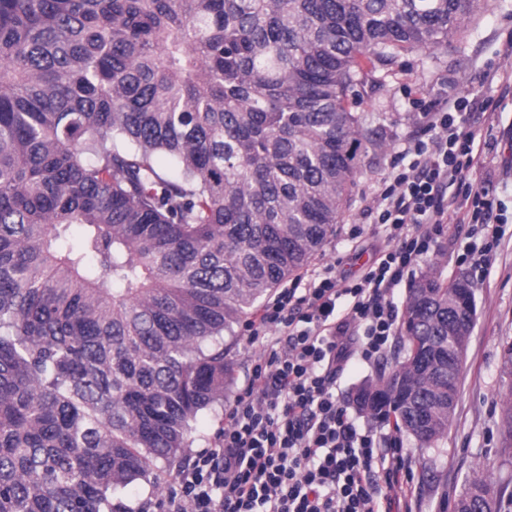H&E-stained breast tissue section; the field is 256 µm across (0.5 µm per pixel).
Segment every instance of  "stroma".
I'll list each match as a JSON object with an SVG mask.
<instances>
[{
    "label": "stroma",
    "instance_id": "1",
    "mask_svg": "<svg viewBox=\"0 0 512 512\" xmlns=\"http://www.w3.org/2000/svg\"><path fill=\"white\" fill-rule=\"evenodd\" d=\"M511 41L512 0H481L447 48L429 60L416 52L400 54L384 86L354 101L353 111L372 117L375 126L383 128L389 147L365 158V174L353 187L336 232L315 255V263L336 265L341 273L360 272L376 240L366 233L354 234L353 229L367 224L365 201L378 189L390 148L414 130L419 103L451 87L497 97V88L481 85L478 76L489 61L499 62L505 72L512 73V53L506 51ZM498 110L497 152L486 171L474 174L471 182L501 202L507 217L505 233L491 268L485 276L473 279L476 322L447 436L435 451L422 449L410 435L401 437L411 460L407 489L414 512H452L477 467H497L505 458L500 393L512 385V377L502 372L503 349L512 343V100H500Z\"/></svg>",
    "mask_w": 512,
    "mask_h": 512
}]
</instances>
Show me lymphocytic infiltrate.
I'll use <instances>...</instances> for the list:
<instances>
[{
	"label": "lymphocytic infiltrate",
	"mask_w": 512,
	"mask_h": 512,
	"mask_svg": "<svg viewBox=\"0 0 512 512\" xmlns=\"http://www.w3.org/2000/svg\"><path fill=\"white\" fill-rule=\"evenodd\" d=\"M496 121L492 100L472 91L420 106L366 208L380 240L369 265L353 276L314 268L246 323L259 350L223 427L179 466L176 489L139 512H413L401 440L362 429L336 382L393 343L395 292L437 251L453 214L469 226L456 261L492 265L501 205L470 177L496 149Z\"/></svg>",
	"instance_id": "lymphocytic-infiltrate-1"
}]
</instances>
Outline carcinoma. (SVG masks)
Listing matches in <instances>:
<instances>
[{
  "mask_svg": "<svg viewBox=\"0 0 512 512\" xmlns=\"http://www.w3.org/2000/svg\"><path fill=\"white\" fill-rule=\"evenodd\" d=\"M480 0H0V512H131L158 464L224 422V331L306 269L361 160L351 100L431 57ZM436 260L389 371L354 401L430 449L448 435ZM512 448V389L501 401ZM469 487L499 512L509 483Z\"/></svg>",
  "mask_w": 512,
  "mask_h": 512,
  "instance_id": "carcinoma-1",
  "label": "carcinoma"
}]
</instances>
